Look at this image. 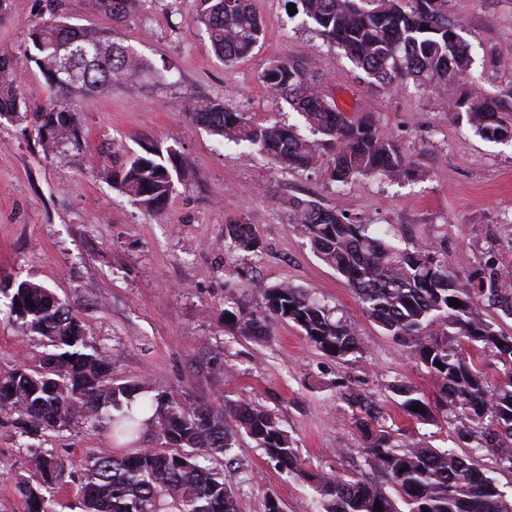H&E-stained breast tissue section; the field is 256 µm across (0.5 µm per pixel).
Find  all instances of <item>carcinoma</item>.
Returning <instances> with one entry per match:
<instances>
[{"instance_id": "1", "label": "carcinoma", "mask_w": 512, "mask_h": 512, "mask_svg": "<svg viewBox=\"0 0 512 512\" xmlns=\"http://www.w3.org/2000/svg\"><path fill=\"white\" fill-rule=\"evenodd\" d=\"M200 25L216 56L230 66L246 58L262 27L250 0H192ZM312 20L325 39L343 50L353 65L391 87L426 89L465 79L470 90L448 102V111L489 141L512 138V78L497 92L483 90V74L472 71L469 44L448 18L451 0H287ZM139 0H92L95 10L123 25L135 16ZM24 59L0 55V115L29 112L44 151L78 138L76 99L130 89L167 79L136 49L110 29L69 23L63 16L34 26ZM35 65L52 95L32 108L20 92L21 74ZM259 81L276 98L299 112L314 138L305 139L280 122H257L214 100L190 99L184 111L197 124L234 143H246L287 168H313L327 157L329 177L343 186L358 177L390 182L415 181L427 170L383 132L372 113L350 119L329 102L318 81L292 57L272 61ZM188 162L175 146L144 144L139 154L112 151V165L100 175L112 187L151 213L160 212L185 177ZM301 224L318 256L341 274L366 316L404 343L437 388V404L468 425L461 436L477 440L496 468L512 470V336L483 318L482 308L512 316V261L489 262L465 281L448 265L446 254L430 241L400 248L389 233L374 234L362 219L302 201ZM230 248L257 246L247 224H229ZM10 317L45 348L40 364H17L0 372V414L17 416L26 433L59 431L83 423L106 432L117 445L110 456L90 462L82 477L81 512H238L224 475L208 461L225 454L236 433L251 438L269 459L306 477L291 438L270 414L240 402L236 427L224 424V406L209 399L189 401L162 392L150 398L149 420L136 417L132 402L146 396L141 383L112 379V355L93 344L69 306L47 287L21 281L0 288ZM33 303L26 302V299ZM461 302L450 305L449 299ZM234 320L224 325L249 336L269 324L291 321L324 353L343 359L358 349L354 327L306 291L289 284L268 289L262 315L224 310ZM501 365L503 379L491 384L485 357ZM443 364L439 368L435 363ZM399 406L425 420L432 406L415 386L398 384ZM361 417L367 466L376 479L357 474H324L312 485L318 512H512L490 470L475 467L451 449L419 443L400 445L380 423L373 401L354 398ZM419 407L414 411L413 407ZM156 427L165 448H137L142 426ZM26 464L38 478L19 483L25 512H57L55 490L64 460L32 451ZM390 487L394 495L385 492ZM381 509H376L375 502ZM405 509H400L397 502Z\"/></svg>"}]
</instances>
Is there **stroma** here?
I'll list each match as a JSON object with an SVG mask.
<instances>
[{
	"label": "stroma",
	"instance_id": "35a3bbf8",
	"mask_svg": "<svg viewBox=\"0 0 512 512\" xmlns=\"http://www.w3.org/2000/svg\"><path fill=\"white\" fill-rule=\"evenodd\" d=\"M264 33L252 55L227 66L190 22L188 0H141L133 21L117 29L167 83L138 92L116 85L78 103L80 133L44 152L23 113L0 116V281H33L53 290L77 315L90 341L112 354V377L173 391L186 399L248 402L271 413L293 441L308 479L278 469L245 436L212 462L233 490L239 512H265L274 496L282 512H315L312 476L364 471L357 406L345 397H372L397 443L419 442L473 454L459 424L434 409L429 420L405 415L393 392L413 385L435 396L434 383L408 348L367 318L343 276L314 253L295 203L306 199L390 230L400 247L429 241L448 264L467 275L489 261L512 259V142L483 140L448 103L467 86L387 88L361 76L286 0H251ZM474 62L487 50L496 65L483 87L496 91L512 75V0H452ZM108 28L111 20L91 0H13L0 10V54L22 57L29 29L54 15ZM301 59L345 115L373 113L383 131L428 169L419 182L360 177L339 187L326 166L287 170L245 144L225 141L196 124L181 107L186 97L223 101L255 120L303 126L285 101L258 80L271 61ZM174 145L194 176L178 186L165 209L152 214L108 184L100 170L114 146L126 154L142 143ZM249 224L252 251L225 248L227 225ZM304 288L351 323L357 353L325 354L291 323L278 321L265 336H245L224 325L233 306L262 312L268 288ZM43 348L0 313V369L38 365ZM63 458L57 512H80L81 476L90 460L112 454L107 436L84 424L25 434L0 414V512H24L18 480H33L27 449Z\"/></svg>",
	"mask_w": 512,
	"mask_h": 512
}]
</instances>
